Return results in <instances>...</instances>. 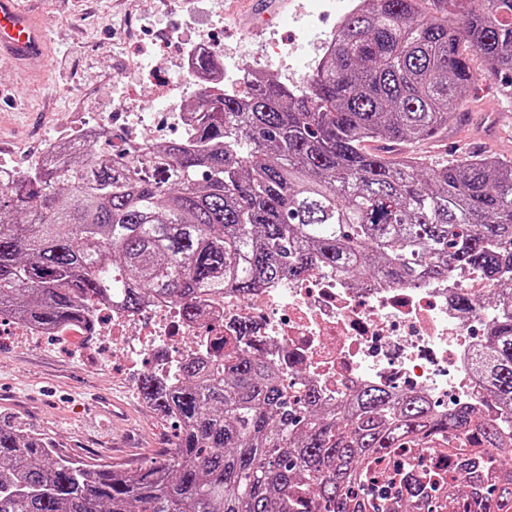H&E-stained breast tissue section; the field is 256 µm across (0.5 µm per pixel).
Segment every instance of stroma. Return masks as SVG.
<instances>
[{"label": "stroma", "instance_id": "35a3bbf8", "mask_svg": "<svg viewBox=\"0 0 512 512\" xmlns=\"http://www.w3.org/2000/svg\"><path fill=\"white\" fill-rule=\"evenodd\" d=\"M155 0H20L40 23L47 55L23 67L0 69V156L29 168L43 143L54 140L67 116L112 111L129 99L137 111L157 112L151 87L140 76L141 44H157L159 79L179 76L180 54L164 41L180 29L184 39L208 37L220 44L226 76L260 62L268 76L300 84L309 64L322 54L321 35L335 16L315 21L313 0H278L273 20L251 14L245 0H199L193 11L158 9ZM470 64L479 75L467 90L465 114L446 137L418 145L432 164L465 152H495L512 158V129L499 130L495 118L512 110L496 83L483 76L479 55ZM142 367L106 363L87 366L55 337L0 338V421L47 437L77 460L135 468L171 447L173 429L138 396ZM88 391L122 406L121 419L82 410ZM121 443L120 457L106 455Z\"/></svg>", "mask_w": 512, "mask_h": 512}]
</instances>
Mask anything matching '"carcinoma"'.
<instances>
[{
  "label": "carcinoma",
  "instance_id": "1",
  "mask_svg": "<svg viewBox=\"0 0 512 512\" xmlns=\"http://www.w3.org/2000/svg\"><path fill=\"white\" fill-rule=\"evenodd\" d=\"M472 52L512 91V0H365L301 85L206 89L177 139L118 158L74 144L0 185V316L54 329L89 323L101 295L132 309L202 290L247 297L311 260L358 281L473 266L499 284L512 275V160L428 165L365 147L444 135L474 81ZM213 346L173 381L143 373V400L178 434L139 468L79 462L0 423V512H400L388 500L402 488L447 512L458 476L488 486L454 495V512H512V467L482 452L509 441L501 422L378 389L325 408L266 348ZM478 370L512 405L511 314L485 336ZM435 443L448 469L414 471L411 449Z\"/></svg>",
  "mask_w": 512,
  "mask_h": 512
}]
</instances>
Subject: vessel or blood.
Wrapping results in <instances>:
<instances>
[{
    "label": "vessel or blood",
    "instance_id": "obj_1",
    "mask_svg": "<svg viewBox=\"0 0 512 512\" xmlns=\"http://www.w3.org/2000/svg\"><path fill=\"white\" fill-rule=\"evenodd\" d=\"M47 39L34 16L18 0H0V60L26 61L42 56Z\"/></svg>",
    "mask_w": 512,
    "mask_h": 512
}]
</instances>
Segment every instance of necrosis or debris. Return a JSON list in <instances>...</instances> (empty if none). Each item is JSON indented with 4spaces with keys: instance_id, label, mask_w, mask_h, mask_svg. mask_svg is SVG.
<instances>
[{
    "instance_id": "necrosis-or-debris-1",
    "label": "necrosis or debris",
    "mask_w": 512,
    "mask_h": 512,
    "mask_svg": "<svg viewBox=\"0 0 512 512\" xmlns=\"http://www.w3.org/2000/svg\"><path fill=\"white\" fill-rule=\"evenodd\" d=\"M179 46L182 77L161 87L159 117L185 130L193 122L183 109V91L198 55L219 52L212 41ZM494 286L477 270H461L421 283L376 278L353 281L335 270L311 265L298 278L268 283L241 298L233 290L203 293L190 302L151 298L136 310L120 301L95 304L91 325L61 328L78 337L85 362L112 354L130 364L164 350L155 367L169 371L193 356L189 336H234L242 324L255 327L257 343L273 350L289 381L312 388L323 403H343L363 388L376 386L396 396L420 394L438 409L465 407L489 420L503 419L490 400L476 366L483 337L501 310L487 297ZM484 299L481 307L459 306L462 297ZM113 337L104 352L101 337Z\"/></svg>"
}]
</instances>
